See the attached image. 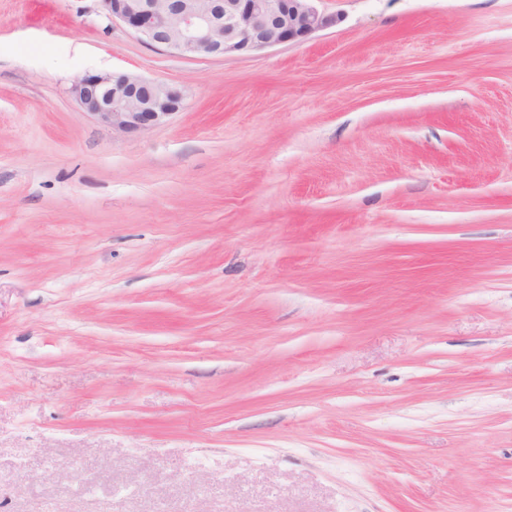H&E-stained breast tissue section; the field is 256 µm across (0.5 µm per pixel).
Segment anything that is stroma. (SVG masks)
Here are the masks:
<instances>
[{
  "mask_svg": "<svg viewBox=\"0 0 512 512\" xmlns=\"http://www.w3.org/2000/svg\"><path fill=\"white\" fill-rule=\"evenodd\" d=\"M318 7L220 58L0 0V512H512V0ZM71 93L83 112L122 133L160 126L184 108L177 87L122 73H85Z\"/></svg>",
  "mask_w": 512,
  "mask_h": 512,
  "instance_id": "obj_1",
  "label": "stroma"
}]
</instances>
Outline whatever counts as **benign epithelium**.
I'll return each mask as SVG.
<instances>
[{
    "instance_id": "benign-epithelium-1",
    "label": "benign epithelium",
    "mask_w": 512,
    "mask_h": 512,
    "mask_svg": "<svg viewBox=\"0 0 512 512\" xmlns=\"http://www.w3.org/2000/svg\"><path fill=\"white\" fill-rule=\"evenodd\" d=\"M104 14L143 43L180 56L219 57L303 41L338 21L317 0H98ZM83 112L113 131L166 123L182 91L122 73H86L71 87Z\"/></svg>"
}]
</instances>
